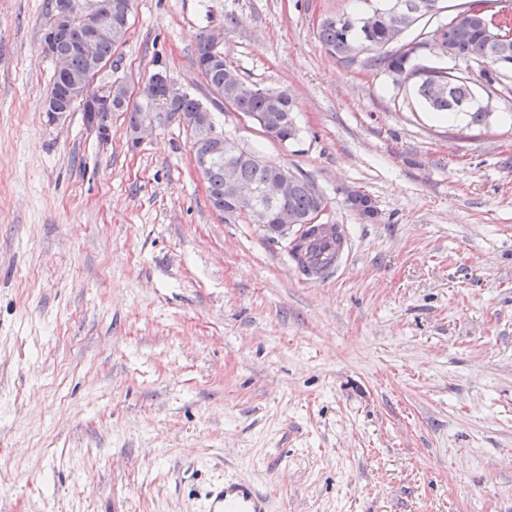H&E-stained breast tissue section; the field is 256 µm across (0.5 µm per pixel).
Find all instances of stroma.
<instances>
[{"mask_svg":"<svg viewBox=\"0 0 512 512\" xmlns=\"http://www.w3.org/2000/svg\"><path fill=\"white\" fill-rule=\"evenodd\" d=\"M360 9L132 0L93 79L203 95L198 37L223 30L301 133L215 122L329 198L350 253L323 279L212 209L182 126L48 121L51 0H0V512H203L237 479L268 512H512V71L471 64L492 115L448 126L327 54L322 19Z\"/></svg>","mask_w":512,"mask_h":512,"instance_id":"obj_1","label":"stroma"}]
</instances>
